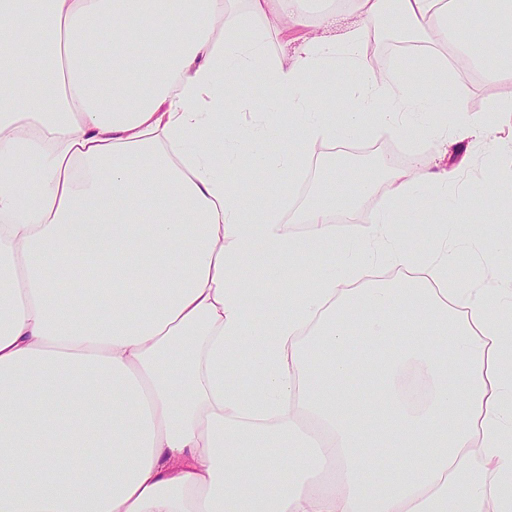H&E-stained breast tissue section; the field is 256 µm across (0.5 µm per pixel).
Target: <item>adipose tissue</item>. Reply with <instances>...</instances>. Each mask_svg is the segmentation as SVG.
<instances>
[{
    "instance_id": "ef3b65f1",
    "label": "adipose tissue",
    "mask_w": 512,
    "mask_h": 512,
    "mask_svg": "<svg viewBox=\"0 0 512 512\" xmlns=\"http://www.w3.org/2000/svg\"><path fill=\"white\" fill-rule=\"evenodd\" d=\"M236 2L0 0V512H512V289L473 287L452 222L483 193L511 222L512 173L455 195L457 171L380 163L356 191L387 185L371 230L341 248L356 206L312 189L294 238L249 190L328 142L404 131L418 154L512 114V41L380 72L363 52L391 15L408 45L460 16L512 33V0H352L337 45L306 0ZM273 16L301 35L291 62ZM452 65L506 95L419 123L412 74ZM336 69L359 76L341 122L309 93ZM259 73L270 97L225 111ZM375 265L397 282L358 285ZM296 36L297 34L288 33V37H285L271 28L268 40L269 52L285 61H290L296 47L300 44V41L294 40ZM287 39L288 45H286Z\"/></svg>"
}]
</instances>
